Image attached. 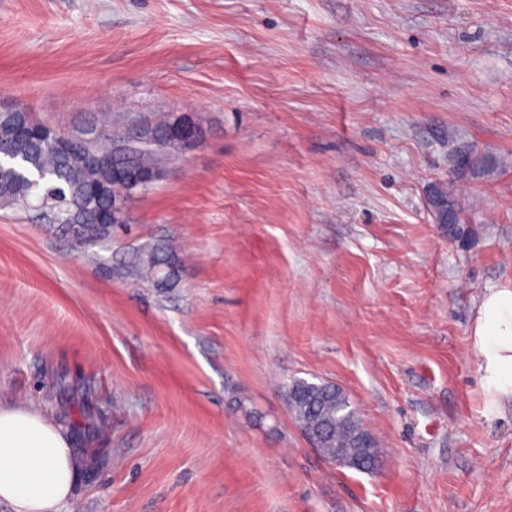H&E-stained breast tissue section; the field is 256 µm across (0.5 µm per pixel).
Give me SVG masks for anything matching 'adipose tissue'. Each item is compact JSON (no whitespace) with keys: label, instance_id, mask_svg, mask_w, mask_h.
Segmentation results:
<instances>
[{"label":"adipose tissue","instance_id":"1","mask_svg":"<svg viewBox=\"0 0 512 512\" xmlns=\"http://www.w3.org/2000/svg\"><path fill=\"white\" fill-rule=\"evenodd\" d=\"M469 341L490 406L512 400V287L482 297ZM80 468L67 431L37 410L0 407V502L14 512H61Z\"/></svg>","mask_w":512,"mask_h":512}]
</instances>
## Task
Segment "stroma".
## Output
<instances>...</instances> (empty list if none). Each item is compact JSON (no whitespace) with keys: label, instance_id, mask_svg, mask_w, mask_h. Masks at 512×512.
Listing matches in <instances>:
<instances>
[{"label":"stroma","instance_id":"35a3bbf8","mask_svg":"<svg viewBox=\"0 0 512 512\" xmlns=\"http://www.w3.org/2000/svg\"><path fill=\"white\" fill-rule=\"evenodd\" d=\"M0 104L202 119L93 258L0 207V406L63 370L104 418L68 512H512V401L468 337L512 285V0H0ZM452 145L491 163L464 242L426 207ZM159 241L166 293L124 272ZM295 378L346 394L376 470L318 452Z\"/></svg>","mask_w":512,"mask_h":512}]
</instances>
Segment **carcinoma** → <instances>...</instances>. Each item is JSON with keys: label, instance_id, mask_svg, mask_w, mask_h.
Segmentation results:
<instances>
[{"label": "carcinoma", "instance_id": "cac0c4a2", "mask_svg": "<svg viewBox=\"0 0 512 512\" xmlns=\"http://www.w3.org/2000/svg\"><path fill=\"white\" fill-rule=\"evenodd\" d=\"M192 120L195 139L182 147L170 145V129L177 123V117L169 116L144 125L141 135L153 144L147 149L134 148L117 156L115 164L133 172L166 169L170 160L202 137L201 118L194 116ZM57 132V128L40 121L33 113L25 118L0 112V144L7 150L0 159V207L45 208L65 220L55 227L60 235L84 246L107 241L116 227L107 221L112 214V203L129 205L137 190L132 181L112 176V165L92 162L94 145L87 146L83 156L52 147L50 137ZM450 157L453 167L458 169L459 180L478 174L483 168L480 161L458 147L452 148ZM433 194L442 201L443 209L453 211L451 234L458 240L466 239L471 228L455 183H436ZM128 269L162 292L180 283V259L166 242L141 248ZM69 390L81 393L89 406L84 424L72 423L70 428L82 443L79 451L92 462L93 452L86 446L85 434L95 436L103 432L102 420L92 409V387L81 377L50 375L46 397L58 419L64 422L68 421V412L63 396ZM286 400L295 421L326 460L352 469L364 449L378 447L377 440L362 426L347 396L335 385H315L305 379H293L287 384Z\"/></svg>", "mask_w": 512, "mask_h": 512}]
</instances>
